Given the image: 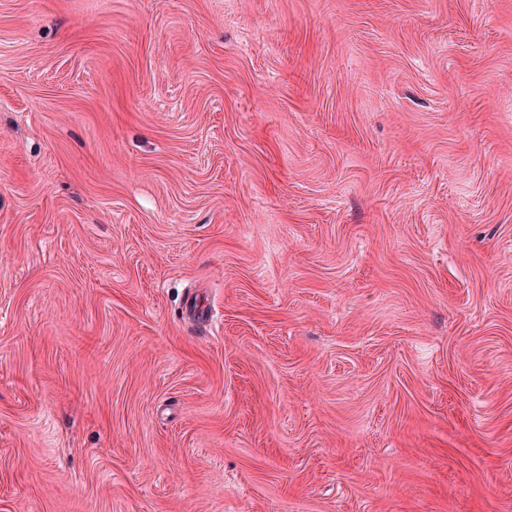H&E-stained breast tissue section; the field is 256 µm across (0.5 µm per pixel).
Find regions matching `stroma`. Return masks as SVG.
<instances>
[{"label": "stroma", "instance_id": "stroma-1", "mask_svg": "<svg viewBox=\"0 0 512 512\" xmlns=\"http://www.w3.org/2000/svg\"><path fill=\"white\" fill-rule=\"evenodd\" d=\"M0 512H512V0H0Z\"/></svg>", "mask_w": 512, "mask_h": 512}]
</instances>
